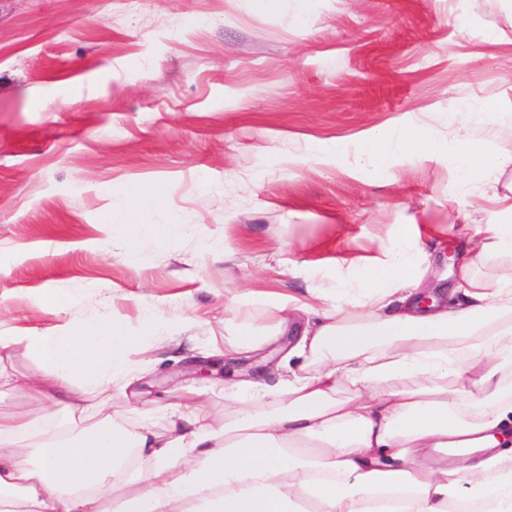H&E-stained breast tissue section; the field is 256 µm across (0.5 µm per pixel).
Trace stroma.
Segmentation results:
<instances>
[{
    "mask_svg": "<svg viewBox=\"0 0 512 512\" xmlns=\"http://www.w3.org/2000/svg\"><path fill=\"white\" fill-rule=\"evenodd\" d=\"M452 101L512 115L501 0H314L304 25L250 0H0V327L172 315L189 331L156 338L111 412L132 425L193 388L223 422L225 390L274 383L289 349L213 354L237 316L228 294L301 292L403 224L445 227L429 286L450 294L447 253L486 202L449 223L438 157L403 153L380 171L320 156L336 138L355 150L364 131L437 120ZM130 182L165 184L160 218L180 227L135 241L142 265L103 229ZM209 238L232 259L203 250Z\"/></svg>",
    "mask_w": 512,
    "mask_h": 512,
    "instance_id": "1",
    "label": "stroma"
}]
</instances>
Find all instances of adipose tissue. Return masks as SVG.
<instances>
[{
  "mask_svg": "<svg viewBox=\"0 0 512 512\" xmlns=\"http://www.w3.org/2000/svg\"><path fill=\"white\" fill-rule=\"evenodd\" d=\"M470 118L452 102L444 126L382 127L361 135L359 154L337 139L325 155L378 169L402 151L446 158L461 215L512 166V153L471 135ZM165 195L160 184L126 187L108 233L130 244L176 234L178 225L139 221ZM486 258L504 265L491 280L475 271ZM429 269L419 227L405 225L377 256L346 261L303 297L233 294L231 305L261 322L225 321V355L249 357L294 324L298 363L276 365L275 384L225 392L220 426L195 389L132 427L112 416L113 390L134 382L133 354L173 331L162 313L134 330L104 316L24 339L0 329V351L26 343L45 368L25 378L0 364V391L66 415L39 427L0 414V512H512V197L475 225L456 298L421 307Z\"/></svg>",
  "mask_w": 512,
  "mask_h": 512,
  "instance_id": "obj_1",
  "label": "adipose tissue"
}]
</instances>
